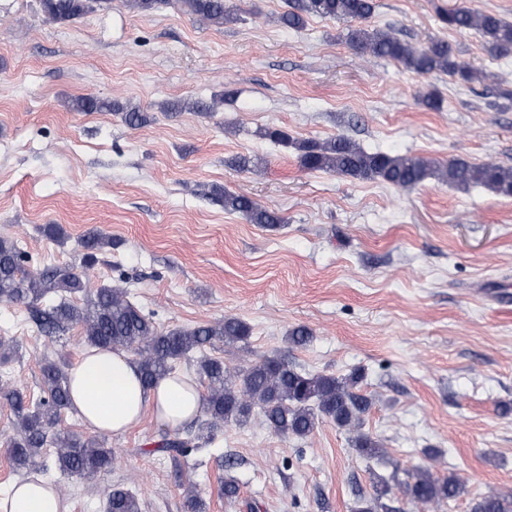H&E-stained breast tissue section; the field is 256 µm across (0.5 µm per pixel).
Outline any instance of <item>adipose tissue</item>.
<instances>
[{
  "instance_id": "ef3b65f1",
  "label": "adipose tissue",
  "mask_w": 512,
  "mask_h": 512,
  "mask_svg": "<svg viewBox=\"0 0 512 512\" xmlns=\"http://www.w3.org/2000/svg\"><path fill=\"white\" fill-rule=\"evenodd\" d=\"M72 407L100 434L122 435L153 416L169 428L192 422L202 407L201 391L189 378L169 375L143 388L139 366L117 351L84 349L69 369ZM0 512H66L56 485L13 483L0 495Z\"/></svg>"
}]
</instances>
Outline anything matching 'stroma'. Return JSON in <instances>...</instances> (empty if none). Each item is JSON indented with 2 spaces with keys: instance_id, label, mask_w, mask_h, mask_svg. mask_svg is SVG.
Instances as JSON below:
<instances>
[{
  "instance_id": "obj_1",
  "label": "stroma",
  "mask_w": 512,
  "mask_h": 512,
  "mask_svg": "<svg viewBox=\"0 0 512 512\" xmlns=\"http://www.w3.org/2000/svg\"><path fill=\"white\" fill-rule=\"evenodd\" d=\"M234 19L216 27L180 0L151 12L127 0L55 23L41 0H0V237L32 268L70 265L95 285L125 284L159 330L237 317L246 342L210 354L244 365L273 353L297 368L338 377L359 370L372 399L363 430L387 464L352 449L326 418L304 439L276 434L260 414L220 431L197 464L174 472L152 454L165 426L153 418L122 436L93 435L64 411L59 431L97 438L115 463L86 478L49 470L69 512H105L108 493H135L142 512H187L195 491L207 512H353L394 468L429 465L456 474L462 493L401 512H470L489 493H512V197L434 180L404 191L301 168L293 149L264 136L346 135L366 150L512 166V57L492 58L484 38L442 25L439 10L468 6L512 21V0H375L368 25L422 46L452 44L458 62L485 72L469 84L417 76L369 60L346 40L348 25L318 16L283 27L286 0H228ZM437 93L438 109L422 104ZM83 95L116 112H76ZM205 112L183 109L186 101ZM148 121L132 127L124 114ZM239 155L261 175L239 172ZM276 210L277 228L225 212L218 190ZM61 228L49 237L46 225ZM111 246L84 266L81 239ZM304 326L303 346L287 340ZM0 336L19 353L0 385L42 394L45 360L74 362L79 329L35 333L21 306L0 304ZM434 450L426 459L425 450ZM240 488L220 493L224 478Z\"/></svg>"
}]
</instances>
